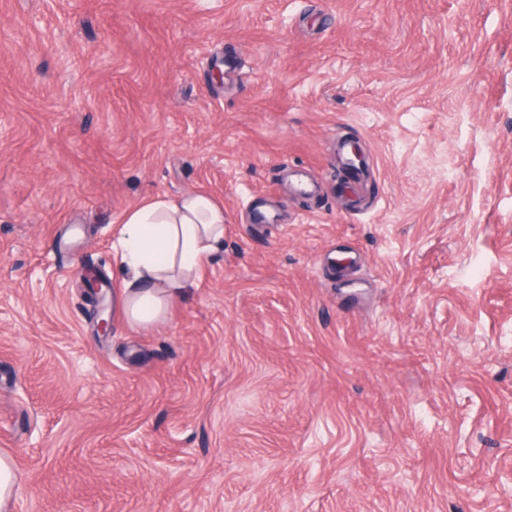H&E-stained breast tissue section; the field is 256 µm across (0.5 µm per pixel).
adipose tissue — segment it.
Listing matches in <instances>:
<instances>
[{
	"label": "adipose tissue",
	"instance_id": "adipose-tissue-1",
	"mask_svg": "<svg viewBox=\"0 0 512 512\" xmlns=\"http://www.w3.org/2000/svg\"><path fill=\"white\" fill-rule=\"evenodd\" d=\"M223 238L224 205L203 191L158 196L127 211L116 243L126 275L117 305L127 323L163 321Z\"/></svg>",
	"mask_w": 512,
	"mask_h": 512
}]
</instances>
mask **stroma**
<instances>
[{"label": "stroma", "mask_w": 512, "mask_h": 512, "mask_svg": "<svg viewBox=\"0 0 512 512\" xmlns=\"http://www.w3.org/2000/svg\"><path fill=\"white\" fill-rule=\"evenodd\" d=\"M200 189L131 328L119 222ZM1 453L10 512H512V0H0ZM121 224L118 268L129 278L122 280L118 310L131 326L149 327L167 317L224 240V203L203 191L157 196L127 211ZM18 481L12 459L7 455H0V510L2 512H8Z\"/></svg>", "instance_id": "35a3bbf8"}]
</instances>
